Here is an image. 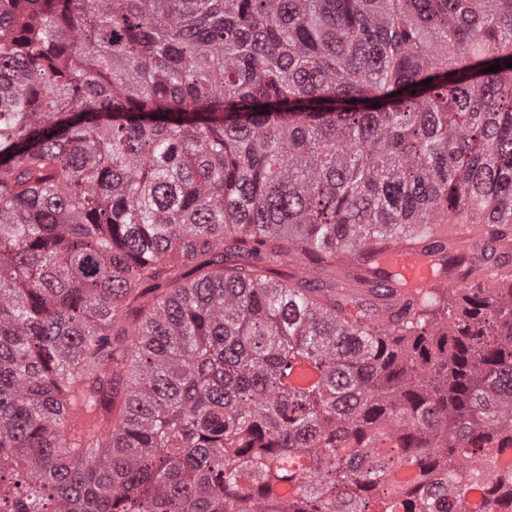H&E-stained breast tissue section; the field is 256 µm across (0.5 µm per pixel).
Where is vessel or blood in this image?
Listing matches in <instances>:
<instances>
[{
  "instance_id": "obj_1",
  "label": "vessel or blood",
  "mask_w": 512,
  "mask_h": 512,
  "mask_svg": "<svg viewBox=\"0 0 512 512\" xmlns=\"http://www.w3.org/2000/svg\"><path fill=\"white\" fill-rule=\"evenodd\" d=\"M430 240L463 243L487 247L489 240L481 224H432L428 227ZM386 260L394 274L404 284L403 295L413 301H420L425 293L444 291L455 287V280L449 276L446 265L438 261L423 246L402 244L384 250Z\"/></svg>"
}]
</instances>
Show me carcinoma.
<instances>
[{
	"label": "carcinoma",
	"mask_w": 512,
	"mask_h": 512,
	"mask_svg": "<svg viewBox=\"0 0 512 512\" xmlns=\"http://www.w3.org/2000/svg\"><path fill=\"white\" fill-rule=\"evenodd\" d=\"M510 62L512 0H0V512H512V277L373 252L512 237ZM485 224H427L429 238L420 245L402 244L384 250L381 258L386 260L392 272L404 283L402 294L414 302L431 291H446L457 286L448 276L446 265L433 254L424 250L433 241L463 243L486 249L489 238L485 236Z\"/></svg>",
	"instance_id": "carcinoma-1"
}]
</instances>
